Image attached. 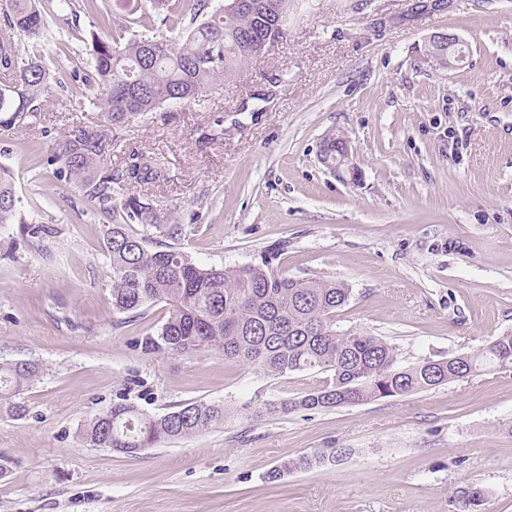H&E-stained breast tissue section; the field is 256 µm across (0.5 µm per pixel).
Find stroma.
Returning a JSON list of instances; mask_svg holds the SVG:
<instances>
[{
    "label": "stroma",
    "instance_id": "stroma-1",
    "mask_svg": "<svg viewBox=\"0 0 512 512\" xmlns=\"http://www.w3.org/2000/svg\"><path fill=\"white\" fill-rule=\"evenodd\" d=\"M149 9L94 0L76 33L50 29L39 51L63 83L37 125L0 129L21 218L0 226V362L42 368L27 416H0V512H453L472 483L486 512H512V371L250 417L244 406L304 395L319 375L142 352L167 307L114 312L103 215L39 163L76 125L110 130L117 173L130 153H164L163 177L123 191L180 232H134L206 268L271 255L288 275L342 281L337 331L386 337L404 363L472 352L512 331V0H292L284 35L204 106L114 127L83 98L91 39L117 22L156 33ZM438 32L466 42L458 65L429 56ZM332 135L351 154L338 174L319 159ZM24 223L56 235L32 245ZM122 398L154 415L193 401L238 414L137 457L86 445L83 422ZM300 456L313 467L267 480Z\"/></svg>",
    "mask_w": 512,
    "mask_h": 512
}]
</instances>
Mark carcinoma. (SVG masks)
Returning a JSON list of instances; mask_svg holds the SVG:
<instances>
[{"instance_id": "1", "label": "carcinoma", "mask_w": 512, "mask_h": 512, "mask_svg": "<svg viewBox=\"0 0 512 512\" xmlns=\"http://www.w3.org/2000/svg\"><path fill=\"white\" fill-rule=\"evenodd\" d=\"M204 0H175L163 21L181 25L190 19L184 42L174 47L157 34L126 38V28L112 39L92 37V68L84 74L88 104L122 124L133 114L147 115L165 105L208 100L215 82L249 62L243 37L268 25L278 11L289 12L290 0H250L245 8L226 13L220 6L199 18ZM78 0H60L58 21L68 27L79 21ZM0 121L5 128L37 123L40 101L52 94L50 73L35 51L47 31L37 0H0ZM27 39L32 54L21 53ZM110 135L106 130L73 127L46 157L57 178L74 183L99 206L105 225L103 250L112 277V308L143 318L151 307L168 306V318L158 331L140 341L147 354L193 357L214 352L227 361L253 365L271 377L313 372L323 375L310 392L292 399L262 400L253 406L257 417L286 416L300 410L359 405L378 398L404 396L459 382L484 370L512 369V332L481 349L442 359H423L405 365L398 350L381 336L368 332L336 331L334 318L351 297L340 281L294 278L273 268L274 257L259 265L204 268L182 250L151 245L149 239L127 230L125 222L148 224L158 232L177 227L135 196L125 197L122 223H112L116 186L123 179L148 182L158 178L165 162L160 156L138 153L127 177L106 164ZM18 199L11 176L0 170V224L17 218ZM24 231L41 244L55 237L46 224H27ZM41 368L29 361L0 364V414L21 419L28 408L24 391ZM229 409L223 404L187 402L163 415H151L121 399L95 415L81 429L91 447L136 456L224 424ZM312 460L300 457L272 469L275 481L292 469H306ZM455 512H483L485 490L478 485L453 492Z\"/></svg>"}]
</instances>
